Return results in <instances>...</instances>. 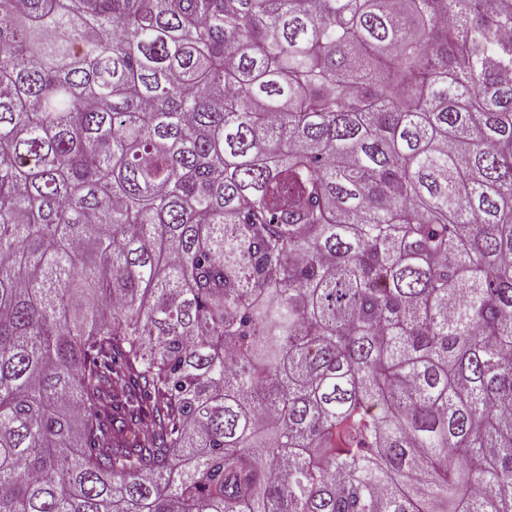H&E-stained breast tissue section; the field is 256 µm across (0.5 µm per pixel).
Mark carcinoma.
Returning a JSON list of instances; mask_svg holds the SVG:
<instances>
[{
	"mask_svg": "<svg viewBox=\"0 0 512 512\" xmlns=\"http://www.w3.org/2000/svg\"><path fill=\"white\" fill-rule=\"evenodd\" d=\"M0 512H512V0H0Z\"/></svg>",
	"mask_w": 512,
	"mask_h": 512,
	"instance_id": "carcinoma-1",
	"label": "carcinoma"
}]
</instances>
